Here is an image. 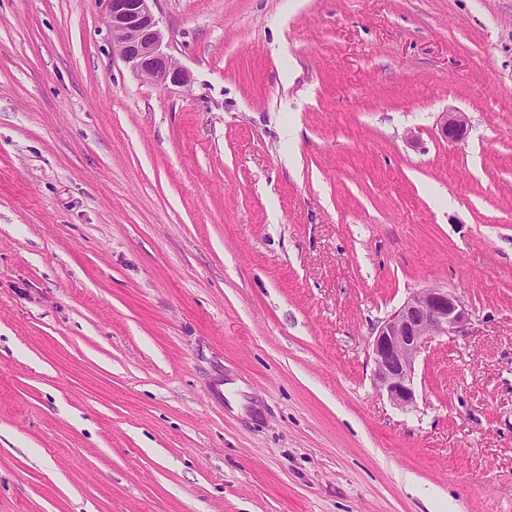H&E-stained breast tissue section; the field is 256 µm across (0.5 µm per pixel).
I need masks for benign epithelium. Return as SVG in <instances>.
Returning <instances> with one entry per match:
<instances>
[{
	"label": "benign epithelium",
	"instance_id": "1",
	"mask_svg": "<svg viewBox=\"0 0 512 512\" xmlns=\"http://www.w3.org/2000/svg\"><path fill=\"white\" fill-rule=\"evenodd\" d=\"M112 45L137 75L165 89L191 82L189 72L166 51L164 36L151 7L152 0H102ZM461 112L442 115L441 131L455 139L466 127ZM468 313L458 296L443 288L412 293L401 307L382 320L368 344L373 377L379 390L400 407L414 405L415 364L437 336L458 333Z\"/></svg>",
	"mask_w": 512,
	"mask_h": 512
}]
</instances>
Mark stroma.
I'll return each mask as SVG.
<instances>
[{"mask_svg": "<svg viewBox=\"0 0 512 512\" xmlns=\"http://www.w3.org/2000/svg\"><path fill=\"white\" fill-rule=\"evenodd\" d=\"M151 9L189 86L0 0V512H512V0ZM467 322L463 303L447 289L424 288L408 296L376 326L368 344L379 390L400 408L414 405L418 357L436 336L461 332Z\"/></svg>", "mask_w": 512, "mask_h": 512, "instance_id": "obj_1", "label": "stroma"}]
</instances>
